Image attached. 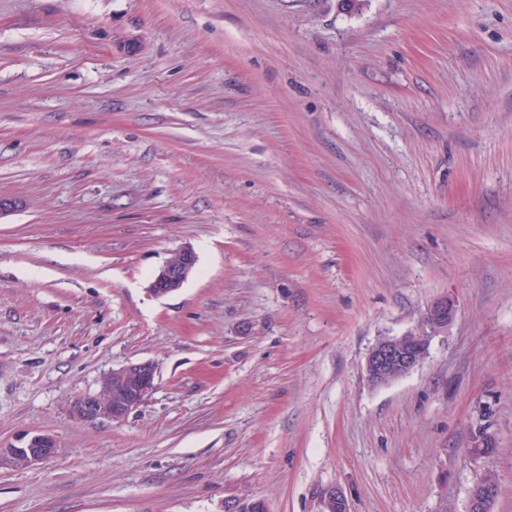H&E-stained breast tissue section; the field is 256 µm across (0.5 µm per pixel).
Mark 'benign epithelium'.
<instances>
[{
	"label": "benign epithelium",
	"mask_w": 512,
	"mask_h": 512,
	"mask_svg": "<svg viewBox=\"0 0 512 512\" xmlns=\"http://www.w3.org/2000/svg\"><path fill=\"white\" fill-rule=\"evenodd\" d=\"M196 256L188 250L175 252L154 274L150 292L162 297L178 289L194 273ZM433 329H420L402 336H386L370 349L365 360V377L373 387L386 385L406 376L424 360L429 340L448 329L455 315L454 299L440 297L426 309ZM156 369L150 362H132L112 370L101 381L100 390L81 397L74 403L72 412L80 419L102 418L115 423L123 421L138 408L155 387ZM57 448L56 440L49 434L29 438L20 447L0 448V464L8 461L16 466H33L52 457ZM498 493L493 482L482 485L478 498L469 499L468 512H488ZM324 512L331 507L349 506L340 488L330 485L322 492Z\"/></svg>",
	"instance_id": "1"
}]
</instances>
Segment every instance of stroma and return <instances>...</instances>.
I'll list each match as a JSON object with an SVG mask.
<instances>
[{
    "mask_svg": "<svg viewBox=\"0 0 512 512\" xmlns=\"http://www.w3.org/2000/svg\"><path fill=\"white\" fill-rule=\"evenodd\" d=\"M0 197V512H512V0H0ZM196 261V256L191 250L182 249L175 252L154 274L149 285L150 292L162 297L180 289L194 273ZM455 307L451 297L437 298L426 309L433 329L426 331L421 327L402 336L379 339L365 360V377L369 385L383 386L415 370L426 356L430 338L448 329ZM155 377L156 369L150 362H132L113 369L103 377L100 390L81 397L72 412L80 419L121 422L150 395ZM56 448L57 443L53 436L34 435L23 446L0 448V465L8 461L16 466H33L52 457Z\"/></svg>",
    "mask_w": 512,
    "mask_h": 512,
    "instance_id": "1",
    "label": "stroma"
}]
</instances>
